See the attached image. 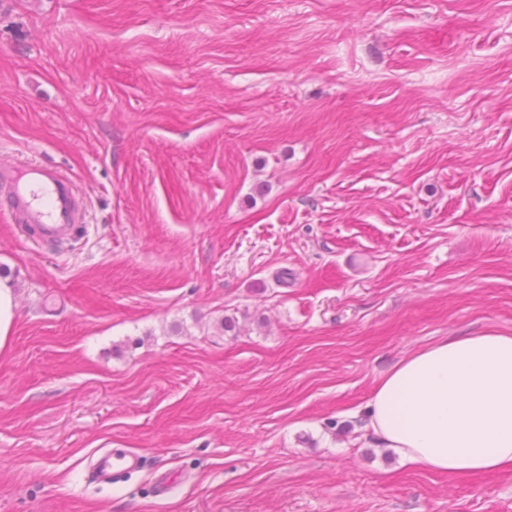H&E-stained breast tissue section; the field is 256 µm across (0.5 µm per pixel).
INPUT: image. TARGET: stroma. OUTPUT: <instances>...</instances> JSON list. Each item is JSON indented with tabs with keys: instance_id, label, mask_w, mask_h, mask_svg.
<instances>
[{
	"instance_id": "stroma-1",
	"label": "stroma",
	"mask_w": 512,
	"mask_h": 512,
	"mask_svg": "<svg viewBox=\"0 0 512 512\" xmlns=\"http://www.w3.org/2000/svg\"><path fill=\"white\" fill-rule=\"evenodd\" d=\"M29 163L83 219L39 248L0 194V512H512V468L365 425L412 352L512 334V0H0ZM16 307V290L12 280L0 278V350L7 346L12 336ZM138 457L131 452H104L97 457L91 469L96 481L111 482L117 475L137 465Z\"/></svg>"
}]
</instances>
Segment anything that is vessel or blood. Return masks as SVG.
<instances>
[{
  "label": "vessel or blood",
  "instance_id": "b4317fda",
  "mask_svg": "<svg viewBox=\"0 0 512 512\" xmlns=\"http://www.w3.org/2000/svg\"><path fill=\"white\" fill-rule=\"evenodd\" d=\"M9 205L35 245L70 239L78 221L77 192L72 180L58 169L33 163L8 176ZM131 452H105L91 470L95 480L109 482L136 466Z\"/></svg>",
  "mask_w": 512,
  "mask_h": 512
}]
</instances>
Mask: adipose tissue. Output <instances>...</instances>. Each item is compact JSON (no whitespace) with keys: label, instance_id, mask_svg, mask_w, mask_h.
Returning <instances> with one entry per match:
<instances>
[{"label":"adipose tissue","instance_id":"1","mask_svg":"<svg viewBox=\"0 0 512 512\" xmlns=\"http://www.w3.org/2000/svg\"><path fill=\"white\" fill-rule=\"evenodd\" d=\"M367 428L404 459L449 474L512 465V334L452 336L400 360Z\"/></svg>","mask_w":512,"mask_h":512}]
</instances>
